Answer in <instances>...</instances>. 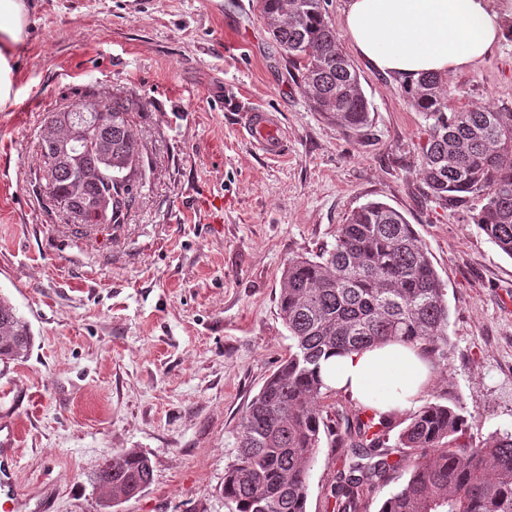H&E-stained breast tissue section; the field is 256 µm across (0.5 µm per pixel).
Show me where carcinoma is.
Segmentation results:
<instances>
[{"instance_id":"obj_1","label":"carcinoma","mask_w":512,"mask_h":512,"mask_svg":"<svg viewBox=\"0 0 512 512\" xmlns=\"http://www.w3.org/2000/svg\"><path fill=\"white\" fill-rule=\"evenodd\" d=\"M329 0H261V15L284 55L301 75L313 111L351 133L369 122L368 101L343 51L327 9ZM445 77L422 75L404 87L406 102L427 125L421 173L435 199H481L473 222L512 258V112L473 104L448 111ZM140 104L114 95L103 101L80 92L67 108L50 112L40 144L42 181L57 208L72 219L90 217L106 201L120 224L136 201L125 178L146 177V147L131 133ZM288 328V358L253 397L239 424L236 462L224 472L228 512H307L310 470L321 434L336 432L346 449L332 489L336 512H361L364 490L406 479L379 512H512V434L480 445L463 441L467 419L458 408L426 402L404 419L361 406L331 418L321 399L334 390L320 362L389 341L418 348L431 364L448 363V304L444 285L413 226L398 210L368 202L340 225L335 242L308 257L288 260L279 292ZM33 337L28 323L0 297V362L24 359ZM401 426L391 451L389 433ZM153 466L140 451L108 456L93 476L100 504L142 493Z\"/></svg>"}]
</instances>
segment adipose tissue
Returning <instances> with one entry per match:
<instances>
[{
    "label": "adipose tissue",
    "mask_w": 512,
    "mask_h": 512,
    "mask_svg": "<svg viewBox=\"0 0 512 512\" xmlns=\"http://www.w3.org/2000/svg\"><path fill=\"white\" fill-rule=\"evenodd\" d=\"M30 0H0V107L10 103L14 58L28 36ZM512 0H347L344 33L375 70L404 83L422 73L453 74L503 38ZM323 382L383 411L417 404L430 365L409 346L388 342L322 361Z\"/></svg>",
    "instance_id": "adipose-tissue-1"
}]
</instances>
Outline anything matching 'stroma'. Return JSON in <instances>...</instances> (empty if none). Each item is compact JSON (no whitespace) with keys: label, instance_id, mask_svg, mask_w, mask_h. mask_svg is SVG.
<instances>
[{"label":"stroma","instance_id":"35a3bbf8","mask_svg":"<svg viewBox=\"0 0 512 512\" xmlns=\"http://www.w3.org/2000/svg\"><path fill=\"white\" fill-rule=\"evenodd\" d=\"M34 4L0 109V295L33 335L27 358L0 363L19 494L47 497L50 512H99L91 475L135 449L154 479L117 512H228L239 421L288 356L282 272L370 201L404 215L445 284L448 364L425 399L455 404L472 441L512 432V258L472 205L429 195L426 123L401 81L351 55L370 107L355 135L311 111L259 0ZM448 81L449 109L512 111V39ZM86 86L140 102L131 130L152 167L125 224L91 239L36 180L45 116ZM257 107L278 113L286 156L266 157L242 130ZM213 194L224 198L218 224L205 208ZM343 459L324 436L307 512H332Z\"/></svg>","mask_w":512,"mask_h":512}]
</instances>
